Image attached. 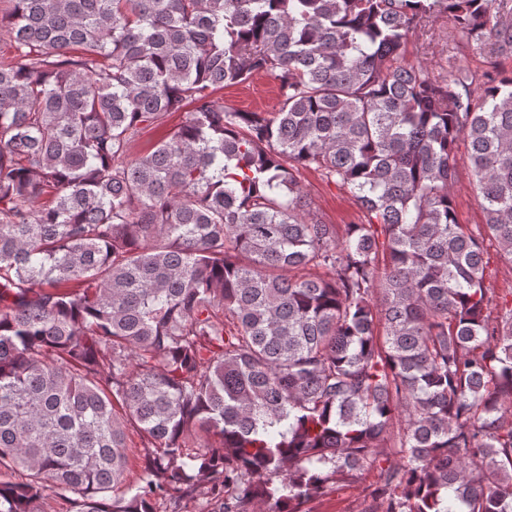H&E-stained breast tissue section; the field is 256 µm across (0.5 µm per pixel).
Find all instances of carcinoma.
I'll list each match as a JSON object with an SVG mask.
<instances>
[{"instance_id":"carcinoma-1","label":"carcinoma","mask_w":512,"mask_h":512,"mask_svg":"<svg viewBox=\"0 0 512 512\" xmlns=\"http://www.w3.org/2000/svg\"><path fill=\"white\" fill-rule=\"evenodd\" d=\"M435 13L512 51V0L0 9V512L49 487L73 512H311L372 470L358 512H512V301L483 247L512 266V73L404 64ZM256 73L277 111L215 97ZM303 169L365 222L314 218ZM187 112H174L159 127H148L138 134L130 147V158L151 149L158 141L166 136L173 128L185 121ZM455 183L451 193L454 200L457 220L460 224L474 227L485 224V217L473 181L472 163L467 141L460 138L455 151ZM484 250L485 261L487 262V284L499 296L510 300L512 293V267L500 258L498 244L495 240L486 238ZM127 446L129 457L127 483L132 484L139 476L146 448H143L142 439L135 431H129L127 436Z\"/></svg>"}]
</instances>
